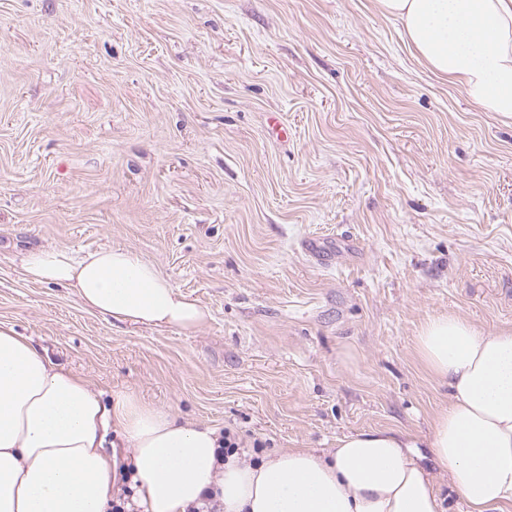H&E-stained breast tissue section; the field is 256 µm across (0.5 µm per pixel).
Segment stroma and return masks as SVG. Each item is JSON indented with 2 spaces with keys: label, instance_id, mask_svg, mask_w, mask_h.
<instances>
[{
  "label": "stroma",
  "instance_id": "1",
  "mask_svg": "<svg viewBox=\"0 0 512 512\" xmlns=\"http://www.w3.org/2000/svg\"><path fill=\"white\" fill-rule=\"evenodd\" d=\"M103 245L205 322L110 321L21 269ZM442 313L512 327V116L375 0H0V324L101 399L270 453L394 431L464 512L426 447L448 388L414 346Z\"/></svg>",
  "mask_w": 512,
  "mask_h": 512
}]
</instances>
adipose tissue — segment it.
<instances>
[{"instance_id": "adipose-tissue-1", "label": "adipose tissue", "mask_w": 512, "mask_h": 512, "mask_svg": "<svg viewBox=\"0 0 512 512\" xmlns=\"http://www.w3.org/2000/svg\"><path fill=\"white\" fill-rule=\"evenodd\" d=\"M399 19L435 73L459 82L490 112L512 115V0H377ZM32 282L74 289L90 311L120 322L197 329L205 310L136 252L104 246L78 254L29 251ZM449 400L428 446L448 469L466 512L512 505V328L479 331L454 314L427 319L415 338ZM115 433L146 512H187L211 497L223 512H446L410 441L389 430L357 432L317 454L289 448L248 462H219L224 437L123 393L103 403L13 328L0 324V512H108Z\"/></svg>"}]
</instances>
